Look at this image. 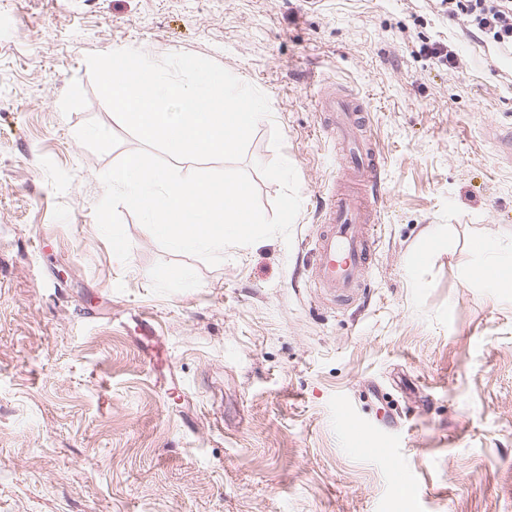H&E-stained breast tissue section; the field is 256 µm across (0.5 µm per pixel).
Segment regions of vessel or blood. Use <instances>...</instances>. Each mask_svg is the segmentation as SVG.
<instances>
[{
	"label": "vessel or blood",
	"instance_id": "1",
	"mask_svg": "<svg viewBox=\"0 0 512 512\" xmlns=\"http://www.w3.org/2000/svg\"><path fill=\"white\" fill-rule=\"evenodd\" d=\"M321 108L330 113L333 130L343 144L346 180L325 206L312 275L315 284L330 295L347 298L364 287L376 251L380 156L367 134L358 96L327 94Z\"/></svg>",
	"mask_w": 512,
	"mask_h": 512
}]
</instances>
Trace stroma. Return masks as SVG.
Segmentation results:
<instances>
[{
    "label": "stroma",
    "instance_id": "stroma-1",
    "mask_svg": "<svg viewBox=\"0 0 512 512\" xmlns=\"http://www.w3.org/2000/svg\"><path fill=\"white\" fill-rule=\"evenodd\" d=\"M123 48L267 95L240 166L268 215L257 164L295 167L291 242L212 266L123 207L116 257L101 175L141 143L86 57ZM330 88L381 152L353 301L310 278L343 176ZM511 132L512 61L428 0H0V512H512V288L472 274L478 242L512 251Z\"/></svg>",
    "mask_w": 512,
    "mask_h": 512
}]
</instances>
